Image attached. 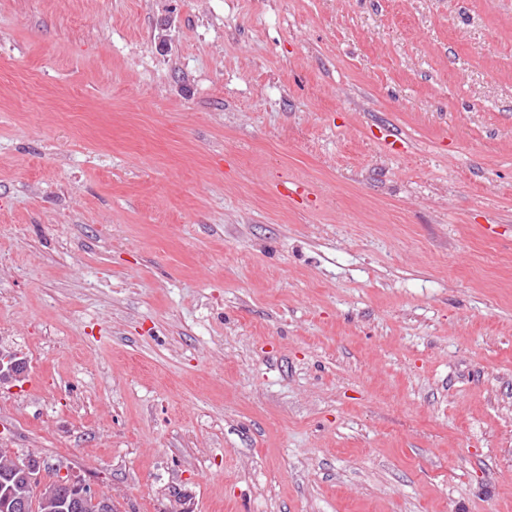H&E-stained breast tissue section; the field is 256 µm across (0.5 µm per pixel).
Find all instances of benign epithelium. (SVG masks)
Instances as JSON below:
<instances>
[{
    "label": "benign epithelium",
    "mask_w": 512,
    "mask_h": 512,
    "mask_svg": "<svg viewBox=\"0 0 512 512\" xmlns=\"http://www.w3.org/2000/svg\"><path fill=\"white\" fill-rule=\"evenodd\" d=\"M27 373V361L14 352L0 350V385L22 380ZM15 471L29 485L36 498L52 500L60 512H78L85 508L89 512H118L110 495H104L69 473L60 476L59 482L51 485L42 478L40 461L31 455L14 460Z\"/></svg>",
    "instance_id": "benign-epithelium-1"
}]
</instances>
